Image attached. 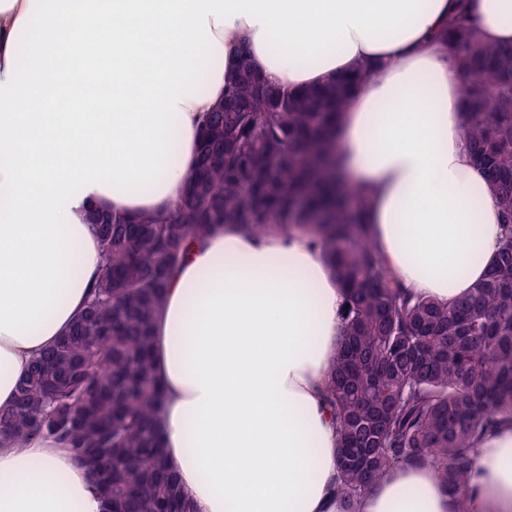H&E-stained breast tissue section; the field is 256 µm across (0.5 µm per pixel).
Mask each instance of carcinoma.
<instances>
[{
	"instance_id": "obj_1",
	"label": "carcinoma",
	"mask_w": 512,
	"mask_h": 512,
	"mask_svg": "<svg viewBox=\"0 0 512 512\" xmlns=\"http://www.w3.org/2000/svg\"><path fill=\"white\" fill-rule=\"evenodd\" d=\"M447 37L466 84L463 135L503 218L498 252L469 293L448 303L404 293L365 234L368 201L355 193L347 207L337 129L362 76L263 88L243 49L224 106L200 131L183 194L165 211L96 214L102 264L88 305L0 410V446L37 436L93 459L104 512H191L165 453V391L152 359L166 290L190 243L225 224L298 231L319 243L344 298L325 392L339 512H356L392 469L425 463L456 512H469L478 446L512 421V46L484 41L463 9Z\"/></svg>"
}]
</instances>
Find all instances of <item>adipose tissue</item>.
<instances>
[{"mask_svg":"<svg viewBox=\"0 0 512 512\" xmlns=\"http://www.w3.org/2000/svg\"><path fill=\"white\" fill-rule=\"evenodd\" d=\"M512 44V0H0V409L65 334L101 265L96 207L166 209L197 162L241 47L267 83L359 70L340 169L408 293L482 279L501 212L462 133L448 19ZM343 296L309 235L228 224L193 243L153 327L165 450L193 512H338L325 386ZM470 512H512V423L481 443ZM359 512H456L431 465ZM0 512H102L87 470L41 438L0 448Z\"/></svg>","mask_w":512,"mask_h":512,"instance_id":"ef3b65f1","label":"adipose tissue"}]
</instances>
